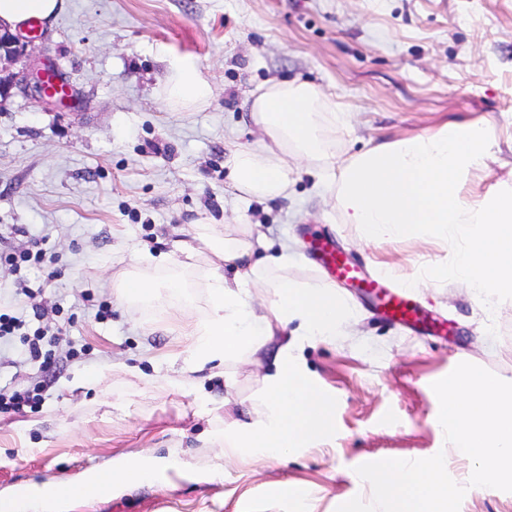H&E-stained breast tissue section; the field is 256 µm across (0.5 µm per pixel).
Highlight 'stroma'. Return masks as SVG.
Listing matches in <instances>:
<instances>
[{
  "label": "stroma",
  "mask_w": 512,
  "mask_h": 512,
  "mask_svg": "<svg viewBox=\"0 0 512 512\" xmlns=\"http://www.w3.org/2000/svg\"><path fill=\"white\" fill-rule=\"evenodd\" d=\"M32 34L0 77L48 63L69 95L44 107L16 90L0 99V248L44 237L51 263L17 274L0 265V313L55 334L44 371L18 337L0 339V388L45 387L34 411L0 414V503L146 454L155 480L57 512H293L277 495L284 482L307 486L315 512H337L368 495L352 479L356 467L447 450L432 385L456 365L512 382V302L490 311L456 284L415 289L420 310L454 328L416 336L340 284L353 335L313 339L301 352L332 402V437L280 462L230 461L202 438L246 410L263 369L229 360L221 374L205 369L187 383L176 355L182 325L208 308L206 264L186 271L181 300L163 291L133 306L113 288L144 254L192 239L205 218L298 249L304 258L288 277L307 286L328 280L306 257L315 238L334 240L369 274L387 267L411 278L451 263L452 247L435 239L362 240L302 163L289 167L288 198L242 204L224 152L261 146L251 91L299 80L348 112L347 129L329 141L339 154L487 119L496 146L470 199L512 192V0H67L53 25ZM171 54L197 60L213 88L207 106L176 112L162 101ZM103 303L112 316L100 320ZM207 398L226 409L202 413Z\"/></svg>",
  "instance_id": "35a3bbf8"
}]
</instances>
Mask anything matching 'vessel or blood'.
I'll list each match as a JSON object with an SVG mask.
<instances>
[{
  "instance_id": "obj_1",
  "label": "vessel or blood",
  "mask_w": 512,
  "mask_h": 512,
  "mask_svg": "<svg viewBox=\"0 0 512 512\" xmlns=\"http://www.w3.org/2000/svg\"><path fill=\"white\" fill-rule=\"evenodd\" d=\"M310 250L314 260L331 276L350 283L370 297L380 314L392 317L412 329L422 323L423 317L409 289L394 286L388 278L368 275L360 264L339 251L330 240H314Z\"/></svg>"
}]
</instances>
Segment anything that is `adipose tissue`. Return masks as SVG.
Returning <instances> with one entry per match:
<instances>
[{"instance_id":"1","label":"adipose tissue","mask_w":512,"mask_h":512,"mask_svg":"<svg viewBox=\"0 0 512 512\" xmlns=\"http://www.w3.org/2000/svg\"><path fill=\"white\" fill-rule=\"evenodd\" d=\"M66 0H0V25L25 28L35 18L53 22ZM212 86L188 56L169 59L161 88L165 104L175 111L207 105ZM251 112L263 132L261 148L229 147L225 167L238 199L268 202L287 197L290 161L312 168L344 223L357 225L363 240L432 237L457 242L452 265L429 269L420 282L439 288L464 283L488 307L512 299V193L471 204L463 188L473 172L484 168L494 141L487 122L447 123L435 131L378 143L342 158L326 145L325 136L347 125L317 87L305 82L275 81L252 96ZM262 238L220 231L205 223L194 242H178L173 254L156 258L167 274L157 278L139 271L115 283L125 302H147L157 289L183 286L185 261L205 257L210 272L208 311L188 330L183 369L200 370L262 352L277 331L296 324V338L280 345L262 377V389L251 401L252 419L214 428L211 445L225 458L260 454L279 461L297 448L321 441L333 430L332 405L304 374L296 353L300 339L342 334L345 300L335 288H306L288 277L297 254H272ZM271 295L256 306L253 289Z\"/></svg>"}]
</instances>
